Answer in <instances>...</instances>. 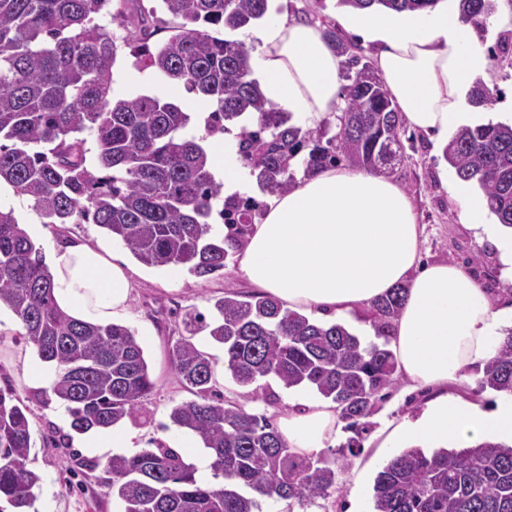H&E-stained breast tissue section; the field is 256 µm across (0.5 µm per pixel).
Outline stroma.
<instances>
[{
	"mask_svg": "<svg viewBox=\"0 0 512 512\" xmlns=\"http://www.w3.org/2000/svg\"><path fill=\"white\" fill-rule=\"evenodd\" d=\"M272 10L299 19L314 16L324 25L338 29L343 26L344 11L337 7L336 0H273ZM160 85V80L150 71L136 70L129 48L119 47L111 92L117 95L149 93ZM407 154V160L394 173L393 179L408 193L421 230L418 266L437 262L458 264L471 272L483 287L493 290L496 299H503L504 282L494 250L491 246L480 245L473 229L461 219L458 205L447 187L455 174L442 153L435 151L428 135L418 131ZM8 204L43 254H50L54 246L66 240L79 239L94 244L107 237L105 230L94 224L44 223L25 198L12 197ZM131 266L133 291L130 316L125 324L135 331L156 382L155 390L144 401L150 424L127 426L128 431L136 435L135 446L143 449L149 447L151 440L163 437L162 427L169 424L172 407L190 398L173 373L169 360V347L182 332L180 314L193 309L210 313L212 298L222 295L226 286H233L235 291L244 294L254 293L255 287L242 276L235 259L228 261L223 275L208 278L191 275L184 267L174 270L150 267L136 260ZM18 331L16 316L9 309L1 308L0 387L10 386L14 397L29 410L33 425L29 466L42 477L36 490L39 512H116L111 498L106 495L103 470L85 475L72 469L74 455L103 460L111 456V449L79 450L71 444L60 443V435L70 431L68 413L58 400L43 402L42 388L29 376L30 368L38 359ZM194 343L209 356L214 369L221 372L223 346L203 333L195 336ZM256 388V398H249L246 389L222 372L215 384L217 393L225 400L247 404L254 412L280 419L288 410L280 400L286 392L282 383L266 377L257 381ZM431 396L430 388L412 389L407 383L397 384L371 417L370 429L362 440L363 451L349 474L343 476L340 489L313 504L297 507L296 512H352L357 505L366 510L370 508L373 480L382 467L377 456L382 424L389 419L418 415Z\"/></svg>",
	"mask_w": 512,
	"mask_h": 512,
	"instance_id": "1",
	"label": "stroma"
}]
</instances>
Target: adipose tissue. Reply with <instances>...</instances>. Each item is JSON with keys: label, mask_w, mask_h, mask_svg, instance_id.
Returning <instances> with one entry per match:
<instances>
[{"label": "adipose tissue", "mask_w": 512, "mask_h": 512, "mask_svg": "<svg viewBox=\"0 0 512 512\" xmlns=\"http://www.w3.org/2000/svg\"><path fill=\"white\" fill-rule=\"evenodd\" d=\"M345 25L377 45L378 72L408 125L446 142L466 125L512 124V100L493 112L470 109V89L490 60L458 12L361 11ZM257 38L250 65L268 101L312 128L337 113L340 59L316 26L273 15ZM211 157L225 193H250L235 138L214 144ZM448 190L477 237L495 242L503 276L512 282V230L496 228L482 195L453 182ZM420 235L410 198L389 176L334 167L300 177L269 204L239 268L288 308L326 319L349 317L395 285H406L391 331L397 369L410 386L438 394L417 418L391 426L380 445L382 459L412 446L434 450L486 439L512 445L511 394L488 409L449 391L466 368L493 356L503 328L512 326V306L490 301L454 263L417 268ZM49 266L53 297L74 319L109 324L126 314L129 267L110 244L59 245ZM284 402L289 411L279 431L289 447L317 454L335 442L342 425L332 402L292 393Z\"/></svg>", "instance_id": "adipose-tissue-1"}]
</instances>
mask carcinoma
<instances>
[{
    "mask_svg": "<svg viewBox=\"0 0 512 512\" xmlns=\"http://www.w3.org/2000/svg\"><path fill=\"white\" fill-rule=\"evenodd\" d=\"M450 1L462 22L477 30L495 10L480 0H337V6L388 12L432 11ZM179 24L153 46L143 16L127 28L112 0H0V181L33 203L50 224H95L152 267L185 266L198 277L224 274L246 246L262 204L224 197L203 142L248 115L257 125L237 134L243 166L259 189L278 196L304 174L345 162L391 173L405 160L404 120L372 62L338 32L323 35L341 58L337 132L331 123L310 128L293 121L262 95L237 31L267 16L270 0H160ZM127 29L122 37L136 65L207 99L204 135L185 133L182 107L157 95H109L118 46L95 22L103 15ZM470 102L492 104L478 83ZM96 145L88 159L87 136ZM443 156L456 177L478 186L499 222L512 228V125L463 127ZM222 224L227 233H211ZM397 286L371 307L379 338H388L404 303ZM16 316L18 335L54 372L52 395L67 405L70 428L82 434L125 419L146 418L143 402L155 388L144 350L130 327L92 325L60 309L41 249L14 209L0 205V306ZM184 335L170 349L171 369L193 395L174 406L178 430L197 434L209 449L212 479L163 439L133 455L105 461L77 457L75 468L109 474L107 495L119 512H260V502L300 505L327 498L362 452L368 418L398 383L387 343L365 345L340 323L321 324L264 293L234 290L214 299L213 315L192 310ZM208 335L224 347V367L248 388L273 376L284 387H310L336 404L344 431L339 450L303 455L288 447L277 426L244 404L216 393L209 357L192 342ZM478 389L512 394V328L491 358L476 366ZM169 425V426H171ZM164 426V429H169ZM32 427L25 406L0 388V512H37L40 476L28 468ZM373 512H512V445L484 441L426 453L405 448L377 473Z\"/></svg>",
    "mask_w": 512,
    "mask_h": 512,
    "instance_id": "cac0c4a2",
    "label": "carcinoma"
}]
</instances>
